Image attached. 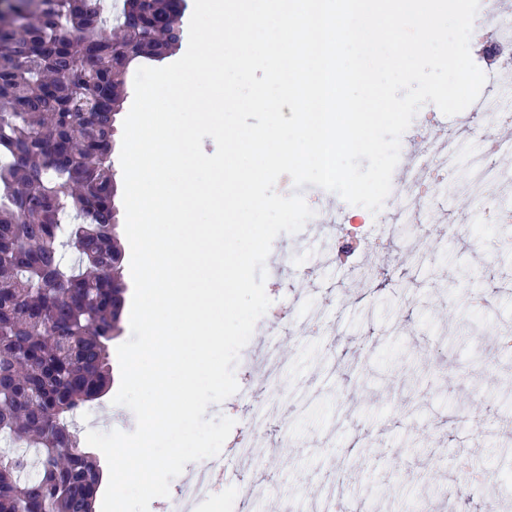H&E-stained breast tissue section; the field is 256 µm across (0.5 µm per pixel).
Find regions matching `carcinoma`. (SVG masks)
<instances>
[{"instance_id":"1","label":"carcinoma","mask_w":512,"mask_h":512,"mask_svg":"<svg viewBox=\"0 0 512 512\" xmlns=\"http://www.w3.org/2000/svg\"><path fill=\"white\" fill-rule=\"evenodd\" d=\"M18 0L0 16V512H96L74 415L112 387L123 280L112 168L136 69L187 0Z\"/></svg>"}]
</instances>
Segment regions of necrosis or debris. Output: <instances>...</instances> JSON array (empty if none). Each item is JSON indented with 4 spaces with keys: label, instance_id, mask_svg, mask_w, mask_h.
Returning <instances> with one entry per match:
<instances>
[{
    "label": "necrosis or debris",
    "instance_id": "4bbe7bcc",
    "mask_svg": "<svg viewBox=\"0 0 512 512\" xmlns=\"http://www.w3.org/2000/svg\"><path fill=\"white\" fill-rule=\"evenodd\" d=\"M478 14L491 21L498 33L494 42L480 51L481 70L491 75L494 88L482 92L474 103V112L489 127L512 126V8H503L495 0H482ZM419 142L416 160L402 167L392 180L386 207L378 214L365 213L355 217V231L338 247L351 253H362L364 238L360 225L378 224L383 237H403L411 256L423 250L421 214L432 199L441 197L458 207L454 236L468 235L474 218L487 224L512 223V171L501 167L494 159L499 146L494 142L473 145L462 139L454 128H436L433 115H419L414 122ZM253 374L254 393L246 412L249 430L239 442L237 454L246 465L259 463L260 435L277 415L283 399L307 404L304 393L283 394L280 381L283 364L279 348L263 345L249 360ZM213 462L197 465L181 484L168 505V512H194L197 501L212 498L215 486L211 471Z\"/></svg>",
    "mask_w": 512,
    "mask_h": 512
}]
</instances>
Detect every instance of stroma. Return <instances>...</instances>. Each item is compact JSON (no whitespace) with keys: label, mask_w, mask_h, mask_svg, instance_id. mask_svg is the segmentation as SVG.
Returning <instances> with one entry per match:
<instances>
[{"label":"stroma","mask_w":512,"mask_h":512,"mask_svg":"<svg viewBox=\"0 0 512 512\" xmlns=\"http://www.w3.org/2000/svg\"><path fill=\"white\" fill-rule=\"evenodd\" d=\"M430 217L423 232L435 247L422 262L408 259L401 240L360 255L379 272L380 287L368 294L348 263L324 264L321 234L276 238L284 272L265 283L272 304L240 353L236 378L245 383V358L275 339L286 363L283 389L307 391L312 405L296 413L283 408L282 421L265 431L262 464L247 473L237 471L234 451L245 427L241 395L209 405L207 417L225 415L235 426L217 458L219 497L197 512H266L269 501L286 502L304 483L320 495L299 496L298 512L331 505L338 512H400L403 497L428 490L436 467L444 484L468 480V512H485L496 491L497 450L512 443V394L492 392L484 410L496 426L493 440L472 439L456 420L475 380L512 374L511 356L490 353L512 326V257L494 230L454 238L442 210L431 209ZM298 269L305 278H295ZM300 293L327 310L331 336L294 332ZM421 423L430 426L428 436L419 435ZM286 431L288 447L281 444ZM391 455L400 471L388 467ZM255 485L266 489L265 498L250 499Z\"/></svg>","instance_id":"stroma-1"}]
</instances>
